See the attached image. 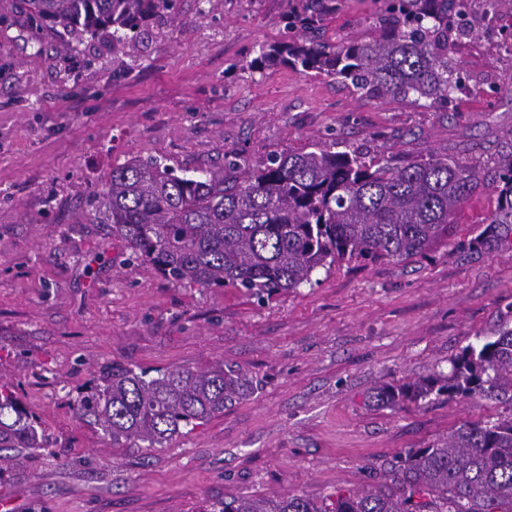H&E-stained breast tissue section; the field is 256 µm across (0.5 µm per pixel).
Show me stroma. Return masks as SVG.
<instances>
[{"label": "stroma", "instance_id": "1", "mask_svg": "<svg viewBox=\"0 0 512 512\" xmlns=\"http://www.w3.org/2000/svg\"><path fill=\"white\" fill-rule=\"evenodd\" d=\"M292 0H175L127 53L35 28L0 0V378L51 440L0 464L17 512H208L234 497L325 499L384 481L400 454L493 416L478 398L400 408L381 383L448 372L493 336L512 306V248L459 250L495 205L496 161L512 150V53L482 34L456 54L464 84L447 108L360 102L336 79L285 66L250 70L287 40ZM383 0H336L318 37L371 31ZM362 149L395 163L449 156L483 187L426 257L343 261L260 301L235 288L172 284L102 223L91 200L112 168L165 158L217 172L225 152ZM226 363L255 392L168 448H111L72 400L106 367L202 371Z\"/></svg>", "mask_w": 512, "mask_h": 512}]
</instances>
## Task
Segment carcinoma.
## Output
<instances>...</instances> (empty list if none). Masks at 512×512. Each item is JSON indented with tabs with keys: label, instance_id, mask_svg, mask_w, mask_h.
Masks as SVG:
<instances>
[{
	"label": "carcinoma",
	"instance_id": "obj_1",
	"mask_svg": "<svg viewBox=\"0 0 512 512\" xmlns=\"http://www.w3.org/2000/svg\"><path fill=\"white\" fill-rule=\"evenodd\" d=\"M35 25L101 36L112 48L132 46L173 0H24ZM300 32L263 46L251 64L281 63L351 85L364 101L396 98L437 108L460 88L452 55L476 42L483 4L512 15V0H385L370 36L334 44L307 35L332 10L331 0H300ZM234 170L188 175L158 158L112 168L95 192L99 214L132 257L174 284L238 288L260 299L295 290L321 268L343 260L402 261L425 256L448 237V220L482 183L481 169L453 157L402 165L316 146L253 164L224 153ZM494 209L469 251L512 246V151L495 173ZM448 372L403 384L383 383L371 399L388 407L433 398L479 397L501 408L466 421L449 437L409 448L390 481L320 502L305 495L234 498L210 512H512V327L468 345ZM254 392L247 375L219 363L206 371L139 374L121 365L92 379L72 402L77 419L102 432L114 448H166L174 436L224 414ZM50 440L14 386L0 384V452L38 451Z\"/></svg>",
	"mask_w": 512,
	"mask_h": 512
}]
</instances>
